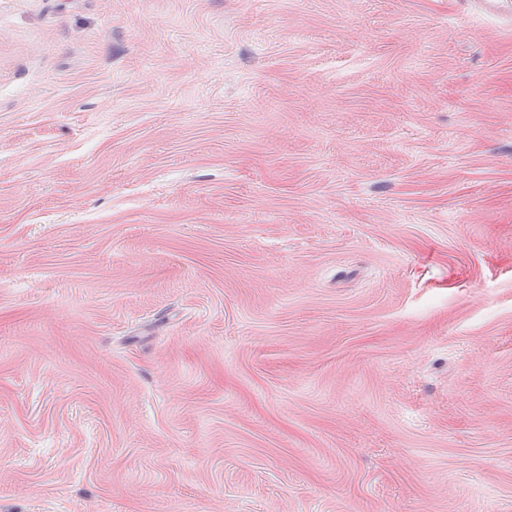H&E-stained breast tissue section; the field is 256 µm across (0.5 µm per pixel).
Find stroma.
Instances as JSON below:
<instances>
[{"instance_id": "obj_1", "label": "stroma", "mask_w": 512, "mask_h": 512, "mask_svg": "<svg viewBox=\"0 0 512 512\" xmlns=\"http://www.w3.org/2000/svg\"><path fill=\"white\" fill-rule=\"evenodd\" d=\"M0 512H512V15L0 0Z\"/></svg>"}]
</instances>
